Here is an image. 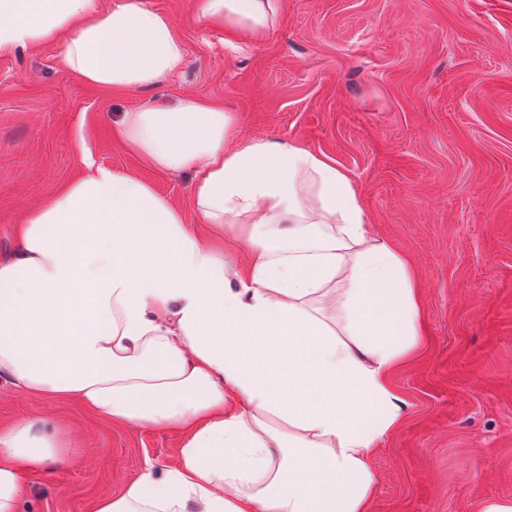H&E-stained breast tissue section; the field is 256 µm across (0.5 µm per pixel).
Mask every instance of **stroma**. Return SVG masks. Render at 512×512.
Here are the masks:
<instances>
[{
	"instance_id": "35a3bbf8",
	"label": "stroma",
	"mask_w": 512,
	"mask_h": 512,
	"mask_svg": "<svg viewBox=\"0 0 512 512\" xmlns=\"http://www.w3.org/2000/svg\"><path fill=\"white\" fill-rule=\"evenodd\" d=\"M151 4L186 55L149 93L87 83L56 43L0 56V258L32 209L93 166L190 210L189 175L148 167L113 128L146 97L222 103L243 137L299 144L347 173L372 233L413 270L420 346L392 377L407 409L374 455L371 512L512 499V0H280L259 41L210 28L195 0ZM22 419L73 447L30 474L19 512H89L183 444L0 378V426Z\"/></svg>"
}]
</instances>
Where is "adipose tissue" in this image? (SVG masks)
<instances>
[{
	"label": "adipose tissue",
	"mask_w": 512,
	"mask_h": 512,
	"mask_svg": "<svg viewBox=\"0 0 512 512\" xmlns=\"http://www.w3.org/2000/svg\"><path fill=\"white\" fill-rule=\"evenodd\" d=\"M278 9L196 0L205 24L255 40ZM49 42L111 91L154 88L185 58L150 0H0V55ZM116 133L153 169L191 175L196 222L105 167L36 207L0 260V378L183 432L176 464L147 465L93 512H370L374 453L406 411L391 377L419 346L407 258L372 237L345 172L241 137L222 105L145 99ZM69 445L35 421L0 427V512Z\"/></svg>",
	"instance_id": "ef3b65f1"
}]
</instances>
